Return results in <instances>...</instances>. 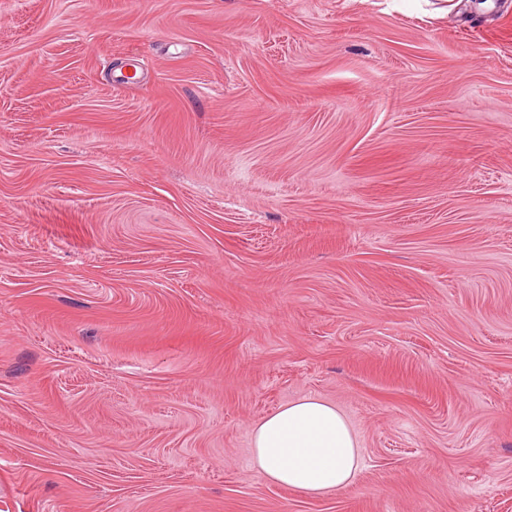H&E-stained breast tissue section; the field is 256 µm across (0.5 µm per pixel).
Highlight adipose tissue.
<instances>
[{
  "label": "adipose tissue",
  "instance_id": "obj_1",
  "mask_svg": "<svg viewBox=\"0 0 512 512\" xmlns=\"http://www.w3.org/2000/svg\"><path fill=\"white\" fill-rule=\"evenodd\" d=\"M251 445L252 463L263 477L310 497L348 487L361 463L346 418L316 397L292 401L263 419Z\"/></svg>",
  "mask_w": 512,
  "mask_h": 512
}]
</instances>
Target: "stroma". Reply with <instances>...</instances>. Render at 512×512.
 <instances>
[{
    "mask_svg": "<svg viewBox=\"0 0 512 512\" xmlns=\"http://www.w3.org/2000/svg\"><path fill=\"white\" fill-rule=\"evenodd\" d=\"M0 512H512V0H0ZM252 463L268 481L309 497L351 485L361 463L346 418L329 402L303 397L281 407L252 433Z\"/></svg>",
    "mask_w": 512,
    "mask_h": 512,
    "instance_id": "obj_1",
    "label": "stroma"
}]
</instances>
